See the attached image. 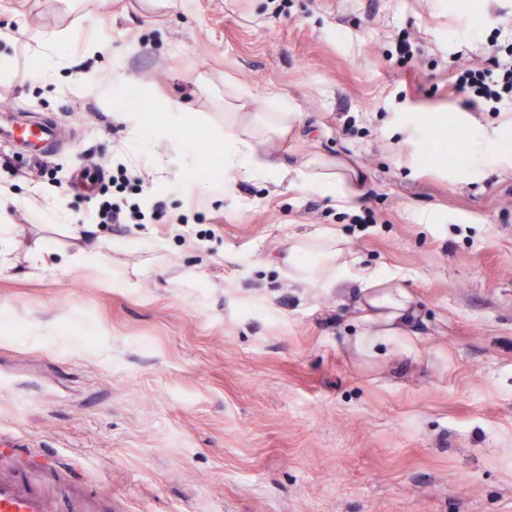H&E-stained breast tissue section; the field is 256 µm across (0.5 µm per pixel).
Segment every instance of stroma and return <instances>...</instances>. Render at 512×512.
Segmentation results:
<instances>
[{
    "mask_svg": "<svg viewBox=\"0 0 512 512\" xmlns=\"http://www.w3.org/2000/svg\"><path fill=\"white\" fill-rule=\"evenodd\" d=\"M510 23L512 0H0V115L58 123L48 164L0 140V433L90 457L119 512H512V149L479 137L512 111L450 87L487 57L467 33ZM228 76L299 112L289 167L346 161L361 194L222 172ZM131 92L199 121L139 142ZM118 157L157 218L96 225L104 265L71 269ZM333 237L336 280L308 252ZM365 271L411 298L374 351Z\"/></svg>",
    "mask_w": 512,
    "mask_h": 512,
    "instance_id": "1",
    "label": "stroma"
}]
</instances>
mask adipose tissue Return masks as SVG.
Instances as JSON below:
<instances>
[{
	"label": "adipose tissue",
	"mask_w": 512,
	"mask_h": 512,
	"mask_svg": "<svg viewBox=\"0 0 512 512\" xmlns=\"http://www.w3.org/2000/svg\"><path fill=\"white\" fill-rule=\"evenodd\" d=\"M224 87L225 170L243 180L259 176L281 180L292 174L313 191L342 198L358 194L357 185L349 180L345 167L338 161L314 158L296 172H289L276 154L279 142L298 123V115L285 97L272 91L260 98L231 81L225 82ZM360 290L371 310L365 314L364 328L355 342L371 348L395 331L397 321L405 317L409 301L403 291L390 286L388 278L375 271L363 275Z\"/></svg>",
	"instance_id": "ef3b65f1"
}]
</instances>
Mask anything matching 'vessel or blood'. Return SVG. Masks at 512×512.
I'll return each mask as SVG.
<instances>
[{
	"label": "vessel or blood",
	"instance_id": "1",
	"mask_svg": "<svg viewBox=\"0 0 512 512\" xmlns=\"http://www.w3.org/2000/svg\"><path fill=\"white\" fill-rule=\"evenodd\" d=\"M20 140L46 148L55 138L49 123L24 124ZM25 451L0 440V512H94L93 490L85 477L93 464L81 457H48L40 466L21 464Z\"/></svg>",
	"mask_w": 512,
	"mask_h": 512
}]
</instances>
